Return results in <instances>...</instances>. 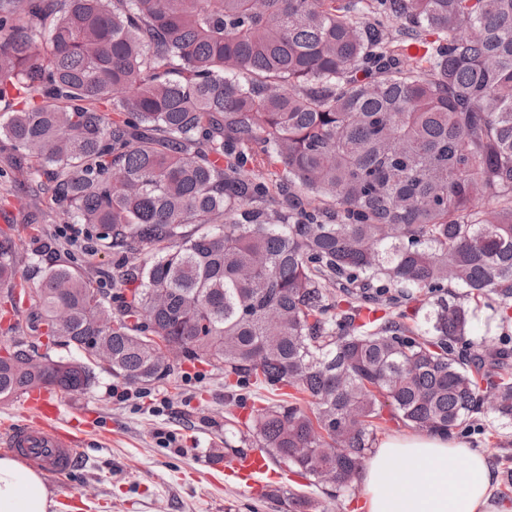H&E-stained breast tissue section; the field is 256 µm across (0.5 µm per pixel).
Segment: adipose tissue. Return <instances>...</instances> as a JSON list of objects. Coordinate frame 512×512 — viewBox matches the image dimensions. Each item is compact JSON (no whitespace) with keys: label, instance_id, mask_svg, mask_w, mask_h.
<instances>
[{"label":"adipose tissue","instance_id":"ef3b65f1","mask_svg":"<svg viewBox=\"0 0 512 512\" xmlns=\"http://www.w3.org/2000/svg\"><path fill=\"white\" fill-rule=\"evenodd\" d=\"M495 479L465 437L424 432L386 436L361 478L365 512H493ZM43 476L14 455H0V512H52Z\"/></svg>","mask_w":512,"mask_h":512}]
</instances>
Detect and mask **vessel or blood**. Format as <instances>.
<instances>
[{
  "instance_id": "b4317fda",
  "label": "vessel or blood",
  "mask_w": 512,
  "mask_h": 512,
  "mask_svg": "<svg viewBox=\"0 0 512 512\" xmlns=\"http://www.w3.org/2000/svg\"><path fill=\"white\" fill-rule=\"evenodd\" d=\"M25 405L34 413V422L9 424L0 434L10 447L39 456L48 471L60 474L70 470L79 446L80 426L61 421L60 405L48 390L28 394ZM225 469L245 487H259L278 478L269 459L258 451L232 459Z\"/></svg>"
}]
</instances>
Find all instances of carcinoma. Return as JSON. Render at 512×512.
<instances>
[{"instance_id":"1","label":"carcinoma","mask_w":512,"mask_h":512,"mask_svg":"<svg viewBox=\"0 0 512 512\" xmlns=\"http://www.w3.org/2000/svg\"><path fill=\"white\" fill-rule=\"evenodd\" d=\"M0 104V185L124 287L110 308L60 256L36 281L57 243L1 230V402L89 389L94 338L141 386L177 346L239 408L288 389L231 437L336 494L382 419L512 427V0H0ZM471 309H473V317L471 323V333L473 336H483L487 332L489 335L499 334V331L495 328V323L493 321V311L491 308L481 305L476 306L475 304H470Z\"/></svg>"}]
</instances>
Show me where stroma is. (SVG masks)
<instances>
[{
  "instance_id": "obj_1",
  "label": "stroma",
  "mask_w": 512,
  "mask_h": 512,
  "mask_svg": "<svg viewBox=\"0 0 512 512\" xmlns=\"http://www.w3.org/2000/svg\"><path fill=\"white\" fill-rule=\"evenodd\" d=\"M41 231L69 253L95 288L108 297L117 294L116 258L108 251L92 252L83 225L45 224ZM60 401L64 419L87 414L91 420L77 466L45 477L53 512H288L287 503L224 481L220 467L232 455L224 432L247 415L226 400L221 372L187 364L143 388L101 369L90 389ZM468 438L493 465L496 490L511 485L512 428L499 430L492 448L479 433ZM291 487L317 512H362L361 492L333 499L304 479L275 484L282 492Z\"/></svg>"
}]
</instances>
